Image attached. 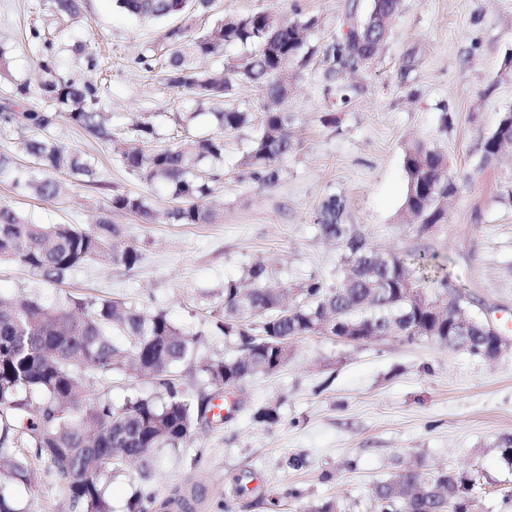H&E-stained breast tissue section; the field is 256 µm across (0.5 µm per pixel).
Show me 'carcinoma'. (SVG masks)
Listing matches in <instances>:
<instances>
[{
    "mask_svg": "<svg viewBox=\"0 0 512 512\" xmlns=\"http://www.w3.org/2000/svg\"><path fill=\"white\" fill-rule=\"evenodd\" d=\"M50 2L61 15L80 12L81 0ZM115 6L141 20L167 22L166 52L143 53L136 64L145 71L161 69L169 87L184 97L189 109L180 117L181 129H189L200 105L223 103L236 84L254 85L271 102L256 123L252 113L228 106L212 113L214 132H178L149 150L143 145L154 141L156 130L153 123L143 122L132 142L115 148L128 172L162 184L175 206L161 213L146 196L121 193L112 196L113 211L135 215L145 224H212L223 215L212 184L224 172L226 134L255 124L238 166L257 187L275 185L282 160L293 150L286 133L293 115L284 111L292 81L313 58L332 83L342 71L355 69L358 56L375 57L400 0H372L374 34L365 37L351 24V9L346 32L320 45L307 43L315 25L311 18L284 21L262 12L224 16L216 0H115ZM196 14L212 21L194 28L187 19ZM29 37L41 47L39 96L52 110H38L29 87L17 85L13 98L0 106V125L38 131L22 151L42 175L0 155V176L8 174L17 189L52 202L72 186L93 183L97 173L93 158L69 149L51 133L57 113H66L71 124L105 145H112L113 134L101 117L100 87L60 77L52 42L38 28L30 29ZM236 46L251 48L238 63L214 72L195 67L196 59ZM507 146H512V111L503 113L483 139L484 158L496 157ZM403 168V212L417 218V230L424 234L444 223L448 198L456 195L458 183L447 157L425 140L405 149ZM58 173L67 180H59ZM344 208V198L331 194L315 215L318 233L341 245L334 278L309 275L292 287L290 303L287 289L263 263H252L242 277L224 281L223 311L212 326L236 353L196 366L208 384L233 395L248 379L278 371L288 362L297 336H347L354 345L385 336L407 342L426 338L483 358L500 354L497 331L472 310L463 275L450 267L451 260L436 262L438 254L429 248L381 255L361 231L341 222ZM121 237L120 226L106 216L86 227L34 224L0 205V261L18 263L48 282L61 283L67 273L97 258L133 268L140 251L123 244ZM197 335L205 332L193 335L163 311L120 299L71 295L48 306L0 293V512H22L15 488L35 480L34 460L54 469L75 512H110L106 494L112 477L132 463L149 480L156 449L178 448L209 423L212 398L181 390L175 378L178 367L194 360ZM115 372L144 380L157 391L136 393L119 407L88 397L90 381L107 384ZM253 418L272 426L279 413L268 405ZM477 482L468 472L440 471L425 479L417 470L404 469L374 485L373 499L378 512H472ZM156 503L145 485L135 491L128 509L151 512Z\"/></svg>",
    "mask_w": 512,
    "mask_h": 512,
    "instance_id": "carcinoma-1",
    "label": "carcinoma"
}]
</instances>
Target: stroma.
<instances>
[{
	"label": "stroma",
	"instance_id": "stroma-1",
	"mask_svg": "<svg viewBox=\"0 0 512 512\" xmlns=\"http://www.w3.org/2000/svg\"><path fill=\"white\" fill-rule=\"evenodd\" d=\"M366 13L369 0H221L228 14L268 12L315 17L311 42L345 32L349 4ZM38 28L55 44L66 78L101 88L116 139L131 138L142 121L168 134L182 101L162 75L134 60L160 46L163 24L119 12L113 0H83L76 17L48 0H0V43L9 49L8 82L37 88L40 71L27 36ZM347 105H335L321 71L294 83L288 109L295 150L277 184L257 188L237 165L250 129L226 138L224 175L214 186L224 215L213 224H146L111 210L119 193L171 207L165 189L129 173L111 150L59 117L54 135L98 161L96 183L44 202L17 192L0 176V205L40 224H90L108 216L122 240L139 247L133 269L88 262L63 283L48 284L16 263H0V292L39 295L54 304L66 295L123 299L166 311L189 331H201L195 358L233 355L223 335L209 332L222 309L224 281L251 263L268 264L284 284L336 271L338 245L324 240L313 215L328 194L347 200L344 221L379 249L400 253L430 245L450 257L480 299L479 315L512 342V152L483 160L481 143L512 111V0H402L384 46L356 73ZM334 112L336 122L321 116ZM436 142L460 189L446 223L428 239L401 216L406 193L403 154L415 140ZM231 419L199 429L180 449H159L150 487L157 500L184 499L186 512H311L334 502L336 512H374L376 481L406 466L479 473L484 493L476 512H512V464L497 443L512 435V346L486 360L433 340L387 336L364 346L331 336L295 339L277 374L247 380ZM277 406L273 426L253 412ZM303 460L292 467V458ZM255 475L258 490L242 497L236 480ZM26 512H70L53 469L38 463L37 478L19 487ZM279 499L272 507L271 499Z\"/></svg>",
	"mask_w": 512,
	"mask_h": 512
}]
</instances>
